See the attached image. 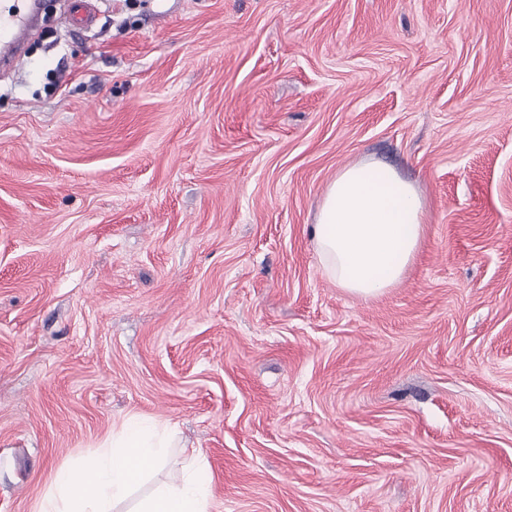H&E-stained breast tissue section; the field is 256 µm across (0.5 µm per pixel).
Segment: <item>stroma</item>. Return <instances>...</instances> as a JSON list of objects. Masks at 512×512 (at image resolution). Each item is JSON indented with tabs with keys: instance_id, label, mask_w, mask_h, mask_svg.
<instances>
[{
	"instance_id": "35a3bbf8",
	"label": "stroma",
	"mask_w": 512,
	"mask_h": 512,
	"mask_svg": "<svg viewBox=\"0 0 512 512\" xmlns=\"http://www.w3.org/2000/svg\"><path fill=\"white\" fill-rule=\"evenodd\" d=\"M56 0L0 71V512L129 413L211 512H512V0ZM415 181L385 294L307 232ZM423 215L417 186L394 168L371 162L342 168L311 226L323 275L352 295H383L420 251Z\"/></svg>"
}]
</instances>
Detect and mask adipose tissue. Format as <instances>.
I'll use <instances>...</instances> for the list:
<instances>
[{
    "label": "adipose tissue",
    "instance_id": "adipose-tissue-1",
    "mask_svg": "<svg viewBox=\"0 0 512 512\" xmlns=\"http://www.w3.org/2000/svg\"><path fill=\"white\" fill-rule=\"evenodd\" d=\"M424 204L416 185L394 168L358 162L329 183L311 240L324 276L348 293L375 298L400 283L424 238ZM171 435L161 422L125 417L94 453L61 472L38 512H112L164 459ZM192 453L180 474L142 499L135 512H209L210 483Z\"/></svg>",
    "mask_w": 512,
    "mask_h": 512
}]
</instances>
